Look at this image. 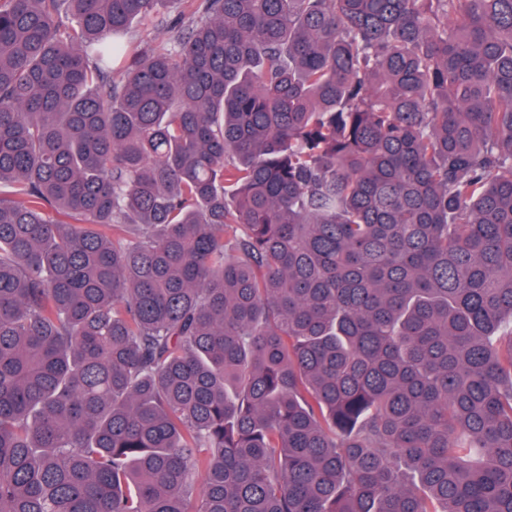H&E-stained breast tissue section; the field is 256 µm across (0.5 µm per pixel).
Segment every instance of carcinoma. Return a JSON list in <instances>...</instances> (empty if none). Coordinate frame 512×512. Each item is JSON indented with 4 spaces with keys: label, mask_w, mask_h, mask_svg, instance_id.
Segmentation results:
<instances>
[{
    "label": "carcinoma",
    "mask_w": 512,
    "mask_h": 512,
    "mask_svg": "<svg viewBox=\"0 0 512 512\" xmlns=\"http://www.w3.org/2000/svg\"><path fill=\"white\" fill-rule=\"evenodd\" d=\"M0 512H512V0H0ZM168 34L161 28L154 26L143 27L136 26L128 36L129 47L133 49H143L148 46H154L167 39Z\"/></svg>",
    "instance_id": "obj_1"
}]
</instances>
